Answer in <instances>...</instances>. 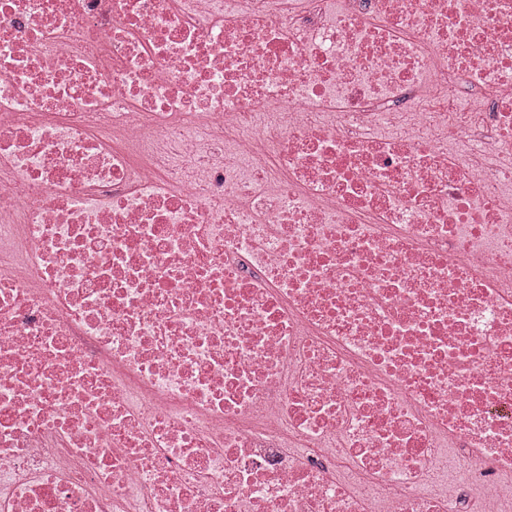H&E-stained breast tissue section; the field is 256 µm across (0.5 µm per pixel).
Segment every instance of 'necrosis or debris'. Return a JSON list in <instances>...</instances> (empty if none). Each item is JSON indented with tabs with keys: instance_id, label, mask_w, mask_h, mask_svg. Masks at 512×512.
I'll return each mask as SVG.
<instances>
[{
	"instance_id": "4bbe7bcc",
	"label": "necrosis or debris",
	"mask_w": 512,
	"mask_h": 512,
	"mask_svg": "<svg viewBox=\"0 0 512 512\" xmlns=\"http://www.w3.org/2000/svg\"><path fill=\"white\" fill-rule=\"evenodd\" d=\"M0 486L512 506V0H0Z\"/></svg>"
}]
</instances>
